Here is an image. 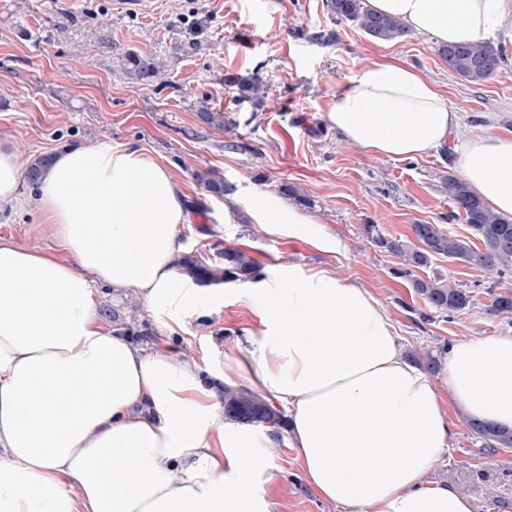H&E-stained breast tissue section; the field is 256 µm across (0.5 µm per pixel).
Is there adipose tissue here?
I'll return each mask as SVG.
<instances>
[{
	"label": "adipose tissue",
	"instance_id": "adipose-tissue-1",
	"mask_svg": "<svg viewBox=\"0 0 512 512\" xmlns=\"http://www.w3.org/2000/svg\"><path fill=\"white\" fill-rule=\"evenodd\" d=\"M438 43L486 40L512 0H366ZM340 139L388 159L424 155L459 123L421 73L373 62L328 115ZM455 167L512 218V137L477 126ZM22 162L0 137V206L21 201ZM60 251L0 239V512H271L248 427L225 419V383L245 374L288 411L290 445L316 494L342 512H474L428 480L451 438L447 402L512 429V336L451 348L442 386L413 365L363 285L289 264L241 291L259 326L203 378L190 357L147 354L98 316L94 283L209 313L214 294L179 278L181 184L147 150L103 140L55 155L34 201ZM252 218L270 235L324 245L311 220L271 194Z\"/></svg>",
	"mask_w": 512,
	"mask_h": 512
}]
</instances>
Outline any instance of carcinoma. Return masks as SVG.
I'll list each match as a JSON object with an SVG mask.
<instances>
[{"label":"carcinoma","instance_id":"obj_1","mask_svg":"<svg viewBox=\"0 0 512 512\" xmlns=\"http://www.w3.org/2000/svg\"><path fill=\"white\" fill-rule=\"evenodd\" d=\"M331 13L341 20L356 23L370 38L379 41H394L408 35V30L394 16L377 14L363 7L362 0H326ZM438 55L448 65V71L472 83H482L494 77L505 63L503 50L487 42L465 45H442ZM120 73L135 83L156 82L165 75V62L151 55L130 53L117 64ZM242 98L250 99L265 92L261 79L252 78L239 83ZM50 163V157L36 158L26 168L29 184L40 183L43 172ZM192 177L204 190L222 198L231 190V185L214 168L199 167L192 170ZM443 190L459 215L471 229L472 238L482 243V248L473 246L471 238L444 234L435 224H415L412 227L417 244L400 239L387 240L376 233V226L368 224L367 234L373 236L379 247L397 256L404 266L402 273L414 268L425 267L434 255L457 259L475 264L489 274L500 278L512 276V221L494 212L474 194L467 183L458 177L448 175L443 180ZM181 274L202 284H220L226 280L248 279L257 272L256 260L241 248L227 245L221 251V262L208 263L197 256L183 255L175 261ZM417 294L431 308L440 313H457L469 307L471 297L467 291L443 278L424 281L414 280ZM489 311L495 316L512 317V289L492 294ZM412 358L428 373L440 372V357L426 352ZM224 406L229 411L224 416L246 426H261L281 429L288 426V420L278 409L262 396L244 387H224ZM473 432L483 439L481 455H492L500 448H512V430L470 422Z\"/></svg>","mask_w":512,"mask_h":512}]
</instances>
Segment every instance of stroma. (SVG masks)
<instances>
[{"mask_svg": "<svg viewBox=\"0 0 512 512\" xmlns=\"http://www.w3.org/2000/svg\"><path fill=\"white\" fill-rule=\"evenodd\" d=\"M150 12L119 0H0V134L15 142L23 162L74 145L109 139L142 147L159 158L182 185L194 209L181 225L183 250L217 261L225 244L246 250L259 277L300 261L334 269L362 284L389 317L403 353L438 350L486 336H512V317L490 314L494 279L480 268L433 257L411 276L398 275L399 259L365 233L376 225L388 239L410 240L416 224H436L468 236L442 190L456 169L448 154L470 129L488 126L512 135V15L498 25L493 45L506 61L480 85L449 73L425 34L378 41L355 24L336 20L325 0H153ZM154 54L170 63L163 80L140 85L114 72L128 53ZM395 60L429 80L458 110L460 125L447 147L424 156L391 160L340 141L328 112L346 80L366 64ZM260 76L266 93L241 98L233 81ZM223 113L221 132L203 125L201 108ZM204 165L235 187L225 206L192 178ZM298 188L301 211L327 239L269 235L249 210L255 191ZM32 206L0 210V238L35 250L54 249ZM445 277L469 290L473 301L450 315L431 310L415 279ZM105 326L131 329L148 351L199 358L211 372L224 369L229 347L247 336L258 311L226 289L211 317L184 319L169 328L166 312L111 287L96 288ZM452 436L430 480L461 489L467 469H486L512 499V448L475 458L481 442L466 416L449 406ZM257 448H269L272 480L260 486L274 512H340L307 484L287 434L253 431Z\"/></svg>", "mask_w": 512, "mask_h": 512, "instance_id": "stroma-1", "label": "stroma"}]
</instances>
